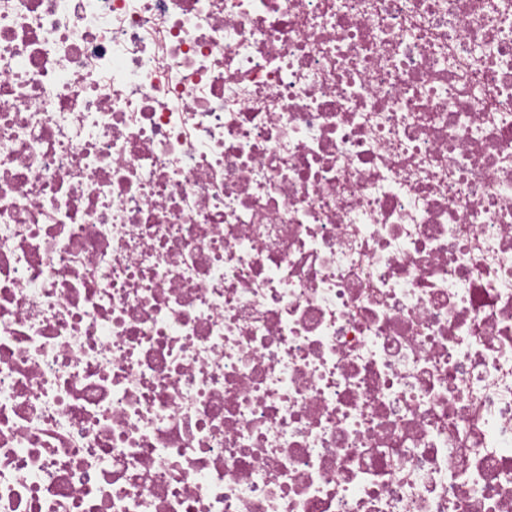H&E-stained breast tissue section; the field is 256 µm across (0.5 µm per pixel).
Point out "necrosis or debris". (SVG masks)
I'll use <instances>...</instances> for the list:
<instances>
[{
	"mask_svg": "<svg viewBox=\"0 0 512 512\" xmlns=\"http://www.w3.org/2000/svg\"><path fill=\"white\" fill-rule=\"evenodd\" d=\"M0 512H512V0H0Z\"/></svg>",
	"mask_w": 512,
	"mask_h": 512,
	"instance_id": "1",
	"label": "necrosis or debris"
}]
</instances>
